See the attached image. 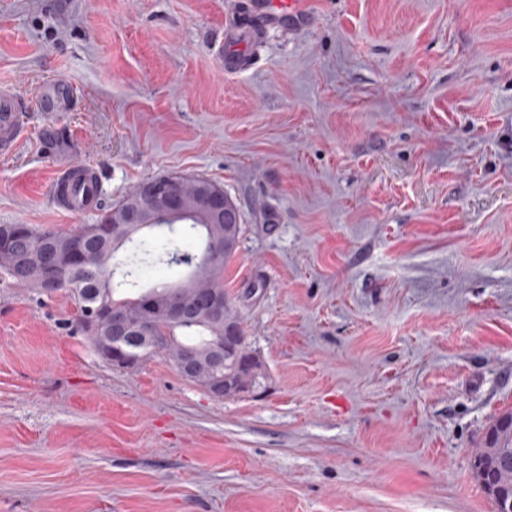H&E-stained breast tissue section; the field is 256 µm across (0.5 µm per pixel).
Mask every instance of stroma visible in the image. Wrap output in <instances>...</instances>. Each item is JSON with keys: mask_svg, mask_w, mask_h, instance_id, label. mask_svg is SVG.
Instances as JSON below:
<instances>
[{"mask_svg": "<svg viewBox=\"0 0 512 512\" xmlns=\"http://www.w3.org/2000/svg\"><path fill=\"white\" fill-rule=\"evenodd\" d=\"M300 9L0 0V85L28 104L0 224L220 184L266 373L218 400L161 353L111 366L66 292L0 273V512H493L471 461L512 411V0ZM68 162L103 172L83 215L52 203ZM148 180V181H147ZM143 180L133 191L126 195L119 203L125 202V205L131 208H146L141 193V184L146 182L150 200L158 207H161L169 216L179 215L180 192L178 184L169 178H157L153 180ZM118 203V204H119Z\"/></svg>", "mask_w": 512, "mask_h": 512, "instance_id": "1", "label": "stroma"}]
</instances>
